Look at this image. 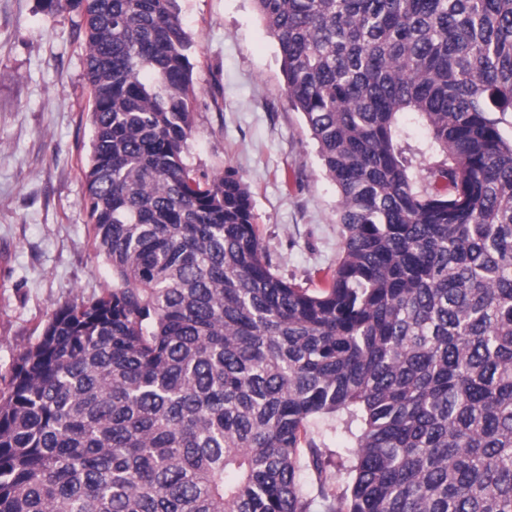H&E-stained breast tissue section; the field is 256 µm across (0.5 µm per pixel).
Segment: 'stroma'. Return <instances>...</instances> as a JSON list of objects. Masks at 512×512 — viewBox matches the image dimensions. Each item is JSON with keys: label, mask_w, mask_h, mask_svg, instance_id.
<instances>
[{"label": "stroma", "mask_w": 512, "mask_h": 512, "mask_svg": "<svg viewBox=\"0 0 512 512\" xmlns=\"http://www.w3.org/2000/svg\"><path fill=\"white\" fill-rule=\"evenodd\" d=\"M178 4L196 94L188 164L236 170L275 272L324 287L343 245L338 193L288 103L274 37L253 0ZM80 22L43 0H0V390L60 306L91 300L111 282L84 207L80 169L93 131ZM397 145L423 182L437 151L417 113L400 115Z\"/></svg>", "instance_id": "35a3bbf8"}]
</instances>
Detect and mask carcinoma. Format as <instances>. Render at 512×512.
I'll use <instances>...</instances> for the list:
<instances>
[{
  "mask_svg": "<svg viewBox=\"0 0 512 512\" xmlns=\"http://www.w3.org/2000/svg\"><path fill=\"white\" fill-rule=\"evenodd\" d=\"M44 2L82 17L112 286L12 365L0 512H512V0H254L339 194L313 289L273 270L242 177L186 162L177 0ZM403 112L446 192L410 176ZM397 145L410 161V174L417 183L423 182L430 161L438 156L430 133L415 112H405L398 122Z\"/></svg>",
  "mask_w": 512,
  "mask_h": 512,
  "instance_id": "1",
  "label": "carcinoma"
}]
</instances>
